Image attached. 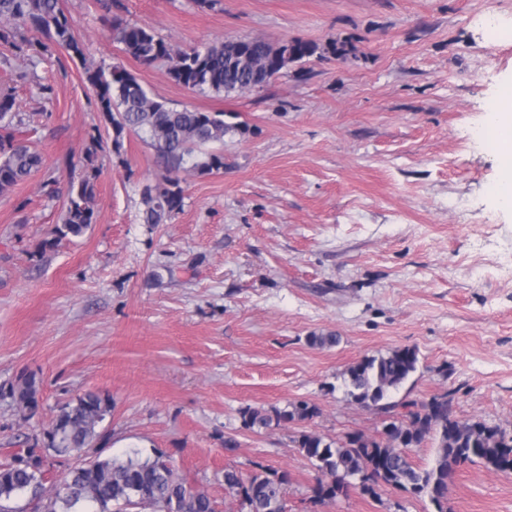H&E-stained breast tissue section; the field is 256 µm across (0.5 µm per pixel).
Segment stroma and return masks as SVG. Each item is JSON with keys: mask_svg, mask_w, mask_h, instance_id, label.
<instances>
[{"mask_svg": "<svg viewBox=\"0 0 512 512\" xmlns=\"http://www.w3.org/2000/svg\"><path fill=\"white\" fill-rule=\"evenodd\" d=\"M123 3L119 19L184 50L243 36L349 49L291 65L259 91L198 94L124 55L100 0H62L90 60L239 130L224 138L222 172L183 174V208L160 224L143 223L138 192L159 173L154 149L129 135L118 155L103 136L96 223L40 256L33 245L59 223L100 120L79 62L55 50L33 69L0 43L11 58L0 87L34 115L31 137L58 179L52 198L39 175L0 195V464L60 405L96 390L112 414L88 458L165 453L217 512H240L228 465L288 473L285 512H434L389 486L313 503L318 473L292 438H377L389 415L442 393L454 417L512 432V213L494 204L498 159L478 135L486 102L512 78V0ZM328 332L335 345L310 343ZM403 346L420 366L393 410L351 403L348 365ZM25 373L43 382L30 417L9 397ZM295 401L318 415L258 433L242 425L245 406ZM448 508L512 512V474L465 465Z\"/></svg>", "mask_w": 512, "mask_h": 512, "instance_id": "35a3bbf8", "label": "stroma"}]
</instances>
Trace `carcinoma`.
<instances>
[{
    "label": "carcinoma",
    "instance_id": "obj_1",
    "mask_svg": "<svg viewBox=\"0 0 512 512\" xmlns=\"http://www.w3.org/2000/svg\"><path fill=\"white\" fill-rule=\"evenodd\" d=\"M116 40L122 51L144 66L167 64L171 80L206 94L244 93L268 85L288 65L314 56L343 55L346 43L321 46L301 39L276 44L254 37L249 43L235 39L190 50L174 47L146 25L119 23ZM0 42L28 60L51 47L63 50L83 67L85 82L95 91L94 105L104 125L112 130V151L121 153L127 135L149 139L163 163L156 182L143 185L140 196L144 222L160 224L183 207L182 173L203 177L224 170V153L212 144L224 143V135L240 132L222 112L177 108L152 97L140 80L120 66L105 67L88 60L86 48L73 34L60 0H0ZM30 116L20 111L13 92L0 90V194L12 191L34 175L44 173L47 195L55 194L53 173L44 170V157L25 138ZM95 172L69 184L67 203L50 238L40 239L35 252L54 250L64 240L85 235L96 223ZM418 352L404 347L350 364L346 370L347 395L362 406H380L417 371ZM42 382L30 374L20 378L10 397L28 415L36 412ZM438 406L424 403L403 416L394 426L392 440H372L355 435V446L344 440L326 441L307 431L294 439L295 447L321 473L312 488L319 504L336 500V481L370 474L387 486L429 497L435 512H448V486L442 474L462 461H478L499 472H512V436L498 426L481 421L462 422L452 415L448 395L438 396ZM112 413V397L86 391L60 407L43 437L35 438L26 455L0 466V512H14L10 503L22 496L37 501V512H215L207 490L191 487L161 454L143 457L129 450L108 458H95L89 466L79 464L44 494L45 456H80L99 438L97 428ZM318 408L306 401L283 409L246 407L243 426L250 430L306 421ZM437 443L430 468L417 467L409 454L428 437ZM289 476L259 467L243 477L232 467L224 468V489L234 493L241 512H285L284 495Z\"/></svg>",
    "mask_w": 512,
    "mask_h": 512
}]
</instances>
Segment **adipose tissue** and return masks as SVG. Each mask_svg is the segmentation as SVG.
Segmentation results:
<instances>
[{"label": "adipose tissue", "instance_id": "ef3b65f1", "mask_svg": "<svg viewBox=\"0 0 512 512\" xmlns=\"http://www.w3.org/2000/svg\"><path fill=\"white\" fill-rule=\"evenodd\" d=\"M480 135L494 150L500 164L494 201L501 210L512 212V80L500 84L488 104Z\"/></svg>", "mask_w": 512, "mask_h": 512}]
</instances>
